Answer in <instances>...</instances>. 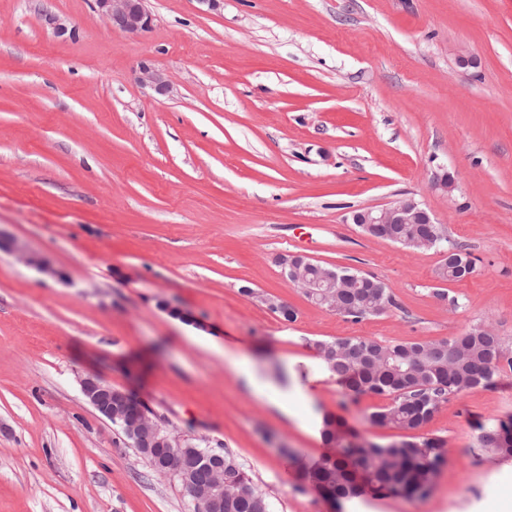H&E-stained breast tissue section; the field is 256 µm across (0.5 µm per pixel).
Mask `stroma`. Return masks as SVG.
Listing matches in <instances>:
<instances>
[{
  "instance_id": "stroma-1",
  "label": "stroma",
  "mask_w": 512,
  "mask_h": 512,
  "mask_svg": "<svg viewBox=\"0 0 512 512\" xmlns=\"http://www.w3.org/2000/svg\"><path fill=\"white\" fill-rule=\"evenodd\" d=\"M112 30L94 0H0V512H190L82 394L97 375L183 438L231 453L271 512H497L512 459L475 444L512 416V371L450 397L422 434L445 462L422 498L344 502L309 487L314 429L370 425L312 343L442 339L482 325L512 345V0H146ZM165 94L141 87L140 65ZM420 202L476 262L365 235L355 212ZM383 282L352 322L279 259ZM297 313L284 321L266 298ZM247 359L282 414L238 379Z\"/></svg>"
}]
</instances>
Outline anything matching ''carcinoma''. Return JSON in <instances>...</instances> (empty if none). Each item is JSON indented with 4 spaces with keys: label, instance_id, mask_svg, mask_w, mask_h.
<instances>
[{
    "label": "carcinoma",
    "instance_id": "cac0c4a2",
    "mask_svg": "<svg viewBox=\"0 0 512 512\" xmlns=\"http://www.w3.org/2000/svg\"><path fill=\"white\" fill-rule=\"evenodd\" d=\"M374 238L412 249L408 235L430 240L432 247L451 252L437 275L446 281L460 280L458 270L475 272L476 264L461 246L448 240L441 224H382L363 229ZM312 303L359 322L382 313L395 304L383 283L371 279L366 285L357 280L345 288H331L328 298L316 288L301 289ZM313 346L326 369L346 383L353 399L362 395L384 397L389 403L374 409L368 421L376 427H392L411 435L396 442L361 448L346 437L350 429L339 418H324L323 435L338 448L334 458L324 457L312 464L307 478L311 485L335 498L428 494L431 481L444 459V442L419 430L451 395H461L478 387H488L502 369H512V351L491 327H476L459 336L423 342L381 343L355 336L334 340H315ZM112 402L121 408L128 424L136 420L142 406L117 390ZM156 434L140 430L130 438L134 448L156 472L181 490L208 481L212 468L221 466L223 488L215 489L201 502L202 512H270L266 494L253 482L236 458L221 448H203L187 439L176 443L182 466L165 468L169 449L160 447ZM481 447L507 457L512 456V426L483 427L477 436Z\"/></svg>",
    "mask_w": 512,
    "mask_h": 512
}]
</instances>
